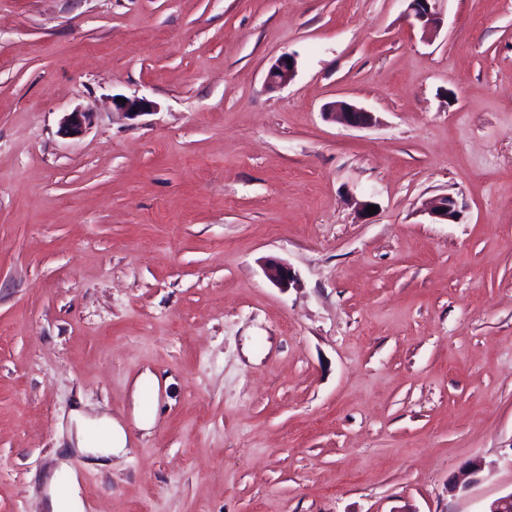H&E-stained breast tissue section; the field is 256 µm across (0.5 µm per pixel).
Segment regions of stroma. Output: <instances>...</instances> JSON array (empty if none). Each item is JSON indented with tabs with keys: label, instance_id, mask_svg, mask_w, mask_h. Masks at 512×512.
Listing matches in <instances>:
<instances>
[{
	"label": "stroma",
	"instance_id": "obj_1",
	"mask_svg": "<svg viewBox=\"0 0 512 512\" xmlns=\"http://www.w3.org/2000/svg\"><path fill=\"white\" fill-rule=\"evenodd\" d=\"M405 9L0 0V512H45L52 477L84 512L512 491V0H445L429 41ZM340 100L376 124L327 120ZM73 110L91 123L66 139ZM442 193L459 222L424 213ZM77 406L123 426L124 458L58 471ZM291 60V64L287 63ZM297 60L294 54H283L269 67L266 75V85L271 88H279L288 84L296 75ZM117 98L126 99V103H119ZM112 106L117 112L122 113L129 119H135L144 114L150 113L154 108V103L146 98H129L123 95H116L112 98ZM137 108V111H134ZM264 273L269 281L282 289L291 288L297 282L295 272L282 261L269 260L264 266Z\"/></svg>",
	"mask_w": 512,
	"mask_h": 512
}]
</instances>
